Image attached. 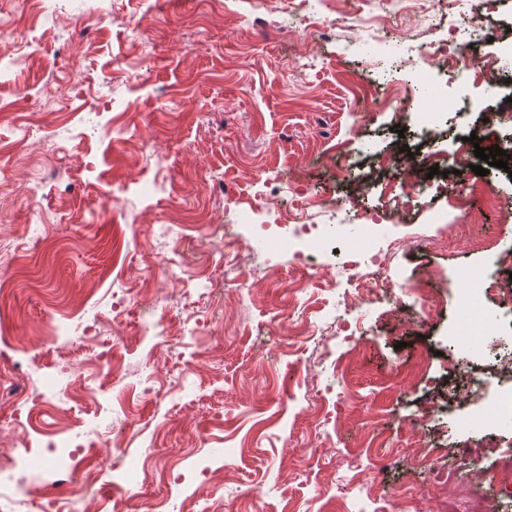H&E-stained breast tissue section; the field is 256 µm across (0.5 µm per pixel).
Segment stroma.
Listing matches in <instances>:
<instances>
[{
  "label": "stroma",
  "mask_w": 512,
  "mask_h": 512,
  "mask_svg": "<svg viewBox=\"0 0 512 512\" xmlns=\"http://www.w3.org/2000/svg\"><path fill=\"white\" fill-rule=\"evenodd\" d=\"M297 10L298 0H182L174 10L166 0H0V20L28 27L34 40L22 58L0 43V253L13 257L0 342L17 363L0 368V389L43 390L87 310L106 311L128 288L142 300L112 325L114 377L91 376L81 358L46 392L47 428L67 425L96 444L98 499L123 496L128 456L149 459L150 498L190 512L215 501L224 512H371L373 498L385 512H443L449 498L432 472L410 464L412 423L452 357L448 335L468 332L460 290L512 252V223L482 200L465 211L450 197L421 200L408 224L385 217L400 245L392 269L424 280L430 302L399 293L415 323L373 314L347 333L346 232L302 287L292 252L269 264L238 214L299 211L310 224L336 223L339 171L386 179L375 156L418 143L416 115L404 135L393 131L407 70L426 68L418 45L446 38L468 12L510 44L512 0L489 9L469 0L463 13L443 5L438 25L402 0H338L322 16L329 37L304 42L291 30ZM368 17L375 27L360 26ZM388 29L411 38L390 46ZM20 83L27 98L14 93ZM470 94L477 106L461 125L438 121L423 145L440 170L468 133L485 148L502 139L489 116L507 108L504 91L474 82ZM76 144L78 156L69 152ZM212 181L228 193L205 192ZM211 216L230 224L237 263L208 237ZM181 249L219 290L183 292ZM244 270L251 288L239 292ZM158 314L162 344L138 329ZM154 377L171 386L160 403L144 393ZM486 381L479 399L427 431L434 469L447 465L450 445L499 439L487 412L500 381ZM10 413L0 408V452L12 453L29 492L0 512H37L50 462ZM111 428L122 432L124 455L100 444ZM200 466L215 473L202 487L167 474Z\"/></svg>",
  "instance_id": "obj_1"
}]
</instances>
